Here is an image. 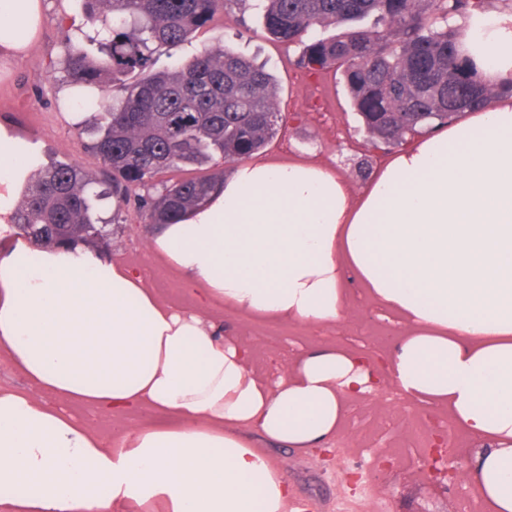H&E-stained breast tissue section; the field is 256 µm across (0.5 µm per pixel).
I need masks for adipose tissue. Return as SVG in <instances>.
Here are the masks:
<instances>
[{
    "label": "adipose tissue",
    "instance_id": "ef3b65f1",
    "mask_svg": "<svg viewBox=\"0 0 512 512\" xmlns=\"http://www.w3.org/2000/svg\"><path fill=\"white\" fill-rule=\"evenodd\" d=\"M44 0H0V59L26 57ZM484 76L512 79V16L468 42ZM39 146L0 125V512H287L258 452L315 448L345 400L373 393L364 358L310 351L277 382L200 314L161 304L136 270L81 246L35 248L13 226ZM207 296L261 318L338 324L346 274L410 330L390 358L403 394L447 407L476 443L472 480L512 512V97L466 111L396 152L359 196L300 160L234 165L206 202L152 240ZM149 409L165 426L103 434L94 417Z\"/></svg>",
    "mask_w": 512,
    "mask_h": 512
}]
</instances>
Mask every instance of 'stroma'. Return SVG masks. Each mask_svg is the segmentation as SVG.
<instances>
[{
  "label": "stroma",
  "mask_w": 512,
  "mask_h": 512,
  "mask_svg": "<svg viewBox=\"0 0 512 512\" xmlns=\"http://www.w3.org/2000/svg\"><path fill=\"white\" fill-rule=\"evenodd\" d=\"M59 4L60 0H46L43 40L12 66L7 77L0 78V124L15 126L25 140L40 144L44 154L56 160L96 171L99 160L85 150L65 117L73 106L63 95L69 81L60 65L66 41L82 44L86 37L80 27L59 24ZM224 46L266 65L278 83L276 107L290 116L264 148L262 158L300 157L331 166L347 178L356 194L391 158L392 149L373 147L361 130L340 76L331 72L315 76L299 69L294 54L269 35L254 11L232 6L218 13L181 46L156 48V66L164 69L204 49ZM99 214L118 216L122 226L107 254L136 265L161 303L200 306L198 289L153 256L150 240L155 225L145 224L133 207L112 200L100 207ZM202 308L209 321L221 326L224 337L250 350L253 369L266 379L287 370L302 351L338 347L387 357L404 334L402 317L380 307L354 279L348 283L346 319L339 325L260 319L221 303ZM429 414L444 420L448 410L398 398L386 390L347 401L342 427L330 442L338 450L332 461L310 449L271 445L257 434L252 441L287 480L292 512H455L465 499L471 500L473 512H489L470 479V459H455L465 474L456 488L448 491L426 482L420 462L426 451L421 432ZM355 472L362 479L353 489L348 476Z\"/></svg>",
  "instance_id": "1"
}]
</instances>
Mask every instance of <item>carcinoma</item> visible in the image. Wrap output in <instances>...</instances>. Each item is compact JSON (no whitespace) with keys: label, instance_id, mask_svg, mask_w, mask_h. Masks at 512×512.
Wrapping results in <instances>:
<instances>
[{"label":"carcinoma","instance_id":"1","mask_svg":"<svg viewBox=\"0 0 512 512\" xmlns=\"http://www.w3.org/2000/svg\"><path fill=\"white\" fill-rule=\"evenodd\" d=\"M248 0H83L85 25L106 24L102 55L92 57L70 42L64 69L72 84L97 88L91 116L77 136L100 160L92 173L74 163L38 169L17 202L16 224L40 226L45 237L58 228L89 230L112 224L96 215L93 201L115 198L145 217L172 224L203 204L224 172L212 167L249 158L283 121L276 91L264 67L230 48L206 49L157 72L153 46L176 48L231 4ZM492 0H253L268 32L300 47L297 65L311 73H341L361 128L376 144L397 146L428 135L465 110L490 106L512 95V80L489 84L464 55L459 17L472 28ZM338 30L324 37L322 29ZM137 73L115 101L106 82ZM202 174L144 196L136 187L168 170Z\"/></svg>","mask_w":512,"mask_h":512}]
</instances>
